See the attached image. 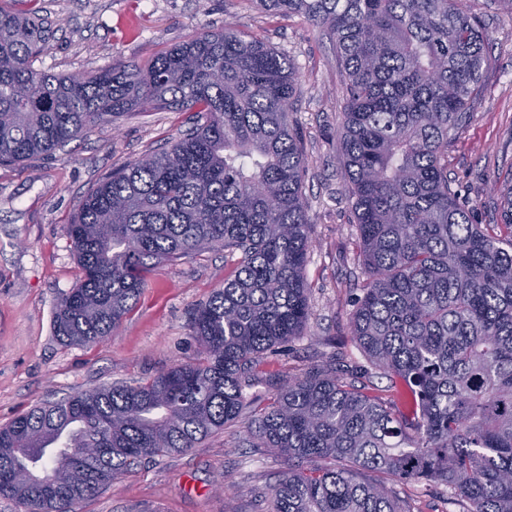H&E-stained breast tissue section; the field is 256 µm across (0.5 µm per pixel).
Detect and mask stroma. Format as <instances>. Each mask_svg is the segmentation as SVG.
I'll use <instances>...</instances> for the list:
<instances>
[{"label":"stroma","mask_w":512,"mask_h":512,"mask_svg":"<svg viewBox=\"0 0 512 512\" xmlns=\"http://www.w3.org/2000/svg\"><path fill=\"white\" fill-rule=\"evenodd\" d=\"M470 6L487 30L491 62L448 145V179L473 222L493 225L500 215L492 187L512 181V12L496 0ZM14 7L62 22L37 65L64 75L119 60L143 64L227 22L288 58L301 84L293 120L309 161L304 197L313 245L305 277L312 316L302 336L263 354V375L243 394L249 402L267 400L330 355L368 366L349 333L365 275L338 163L346 75L326 32L304 16L264 12L249 0H16ZM186 128L185 113L135 111L63 150L0 165V426L35 405L133 384L197 357L191 314L234 266L221 251L153 270L148 288L98 343L67 346L51 328L57 298L80 277L66 226L82 199L112 169L169 147ZM247 423L240 416L195 448L146 462L78 512H273L271 488L283 465L273 449L252 447ZM395 488L411 496L415 512H463L445 486L401 480Z\"/></svg>","instance_id":"1"}]
</instances>
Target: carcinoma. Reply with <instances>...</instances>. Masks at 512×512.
Segmentation results:
<instances>
[{"label":"carcinoma","mask_w":512,"mask_h":512,"mask_svg":"<svg viewBox=\"0 0 512 512\" xmlns=\"http://www.w3.org/2000/svg\"><path fill=\"white\" fill-rule=\"evenodd\" d=\"M257 2L305 16L336 45L347 77L341 175L367 275L349 330L403 386L380 389L331 356L253 403V447L285 466L273 512H411L397 478L447 486L464 512H512V183L493 188L492 234L448 181L450 136L490 61L470 0ZM56 31L0 0V163L52 153L132 110L192 122L79 204L66 231L81 276L57 299L54 336L103 339L152 267L214 250L239 257L191 315L200 358L0 427V496L23 512H76L144 460L223 430L243 412L260 356L311 316L308 158L290 120L299 86L288 59L228 22L143 67L51 74L35 61Z\"/></svg>","instance_id":"carcinoma-1"}]
</instances>
